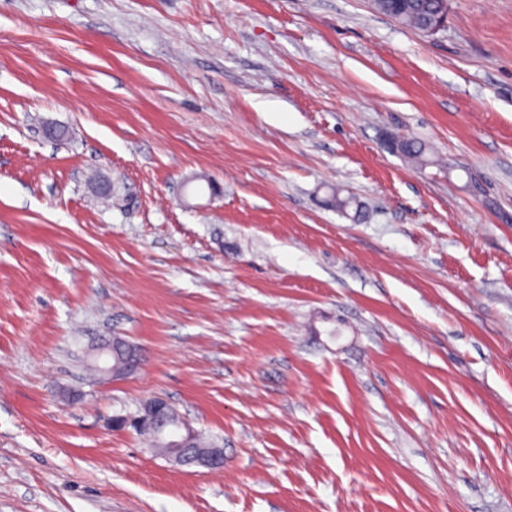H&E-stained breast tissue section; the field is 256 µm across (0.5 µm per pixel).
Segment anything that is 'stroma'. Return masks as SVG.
<instances>
[{
    "instance_id": "obj_1",
    "label": "stroma",
    "mask_w": 512,
    "mask_h": 512,
    "mask_svg": "<svg viewBox=\"0 0 512 512\" xmlns=\"http://www.w3.org/2000/svg\"><path fill=\"white\" fill-rule=\"evenodd\" d=\"M0 512H512V0H0ZM374 9L419 32L424 25L443 23L447 0H373ZM137 434L149 438L151 442L152 448H155L158 454L167 455L170 450L167 447L168 442L160 437V430H156L151 427L138 428ZM166 437L169 439L170 448H179L180 451L176 454H169L167 457L169 460L183 465L185 454L183 453L186 449L181 445L183 442V434L181 433V429L173 430L172 427H169L166 430ZM190 445L191 454L195 457L208 453L212 448H215L213 452L204 459H201L198 462L200 467L209 469V470H221L224 467V450L223 448H218L216 445L212 443L203 442L197 435L194 433L190 435Z\"/></svg>"
}]
</instances>
